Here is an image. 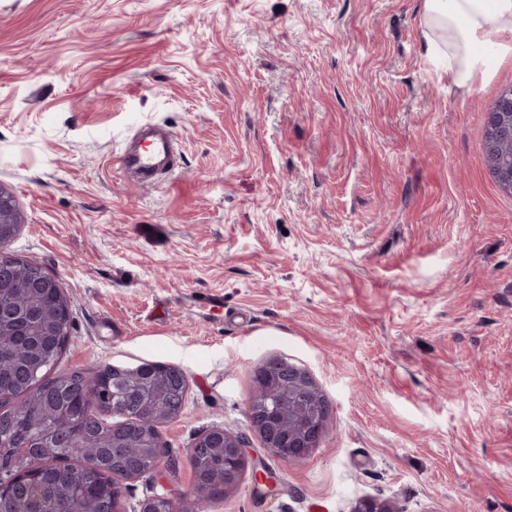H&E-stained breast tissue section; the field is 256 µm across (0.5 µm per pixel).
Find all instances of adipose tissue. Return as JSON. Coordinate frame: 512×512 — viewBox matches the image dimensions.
<instances>
[{
    "label": "adipose tissue",
    "instance_id": "adipose-tissue-1",
    "mask_svg": "<svg viewBox=\"0 0 512 512\" xmlns=\"http://www.w3.org/2000/svg\"><path fill=\"white\" fill-rule=\"evenodd\" d=\"M422 25L428 55L446 59L462 88L486 73L482 46L512 54V0H423Z\"/></svg>",
    "mask_w": 512,
    "mask_h": 512
}]
</instances>
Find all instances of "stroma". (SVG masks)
I'll use <instances>...</instances> for the list:
<instances>
[{
	"mask_svg": "<svg viewBox=\"0 0 512 512\" xmlns=\"http://www.w3.org/2000/svg\"><path fill=\"white\" fill-rule=\"evenodd\" d=\"M423 0H0L8 250L70 301L57 368L179 366L181 417L124 512L193 489L221 425L264 463L210 512H512V196L482 153L512 55L471 87L426 56ZM167 125L156 182L113 157ZM290 358L330 404L306 459L245 407ZM0 242L9 245L19 233L11 224H22L21 213L16 206L13 195L0 185Z\"/></svg>",
	"mask_w": 512,
	"mask_h": 512,
	"instance_id": "1",
	"label": "stroma"
}]
</instances>
